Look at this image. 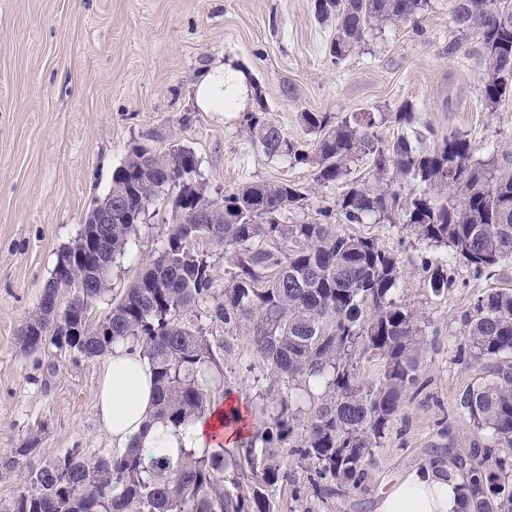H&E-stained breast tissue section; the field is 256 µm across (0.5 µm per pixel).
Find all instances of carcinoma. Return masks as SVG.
<instances>
[{"mask_svg":"<svg viewBox=\"0 0 512 512\" xmlns=\"http://www.w3.org/2000/svg\"><path fill=\"white\" fill-rule=\"evenodd\" d=\"M449 5L459 38L473 40L469 54L484 69L483 101L494 109L512 94V0ZM429 9L431 0H314L315 20L336 23L326 55L337 67L388 23L421 28ZM300 119L317 136L313 153L259 112L243 113V126L268 156L315 168L322 185L343 182L351 164L365 157L376 184L354 181L336 198L335 210L320 208L311 221L288 224L285 214L304 200L295 185L247 182L219 199L202 196L190 177L200 166L192 150L173 158L164 148L148 152L135 143L112 170V212L119 220L107 225L108 237L96 248L88 242L94 225L85 224L80 245L60 250L19 336L27 353L51 344L85 361L120 342L139 344L154 375L156 418L174 427L205 415L224 385V336L212 326L247 336L268 378L288 384L269 426L246 442L245 460L257 477L250 491L232 492L224 484L231 454L222 446L223 430L238 422L232 409L215 432L219 447L202 455L183 450L172 458L135 445L96 457L69 448L30 471L5 512H276L267 488L288 477L281 466L288 443L314 496L362 487L374 449L417 384L424 336L416 313L399 299L397 257L375 238L340 233L327 219L334 212L345 224H363L372 214L397 215L417 239L447 248L425 267L427 288L440 296L452 284L449 270L457 259L479 278L512 264V154L503 153L505 164L491 169L459 135L421 147L406 134L417 119L408 101L388 116L303 112ZM386 120L401 129L387 141L378 135ZM395 181L417 189L404 198L391 188ZM167 188L181 222L109 311L95 314L112 292V264ZM206 245L223 247L229 278L222 284ZM58 278L88 285L84 310L60 311ZM203 316L209 324L201 323ZM61 321L80 331L58 334ZM466 338L488 376L462 392L460 405L500 453L491 466L488 448H474L457 462L462 512H512V289L476 295ZM363 357L379 364L370 382L357 373ZM298 390L310 403L304 423ZM38 445L33 435L1 452L0 471L18 468Z\"/></svg>","mask_w":512,"mask_h":512,"instance_id":"carcinoma-1","label":"carcinoma"}]
</instances>
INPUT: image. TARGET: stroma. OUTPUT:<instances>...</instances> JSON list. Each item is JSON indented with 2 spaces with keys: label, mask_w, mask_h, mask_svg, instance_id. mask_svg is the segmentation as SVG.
<instances>
[{
  "label": "stroma",
  "mask_w": 512,
  "mask_h": 512,
  "mask_svg": "<svg viewBox=\"0 0 512 512\" xmlns=\"http://www.w3.org/2000/svg\"><path fill=\"white\" fill-rule=\"evenodd\" d=\"M334 23H318L313 0H0V449L40 438L31 465L66 449L112 451L94 403L103 362L74 361L48 349L23 352L18 336L38 305L59 250L79 234L112 171L132 144L190 147L212 196L246 181L295 184L306 196L288 215L310 221L340 189L318 184L311 167L271 158L248 138L238 112H205L194 85L215 63L232 59L262 90L249 101L289 139L313 146L302 112H391L418 108L414 136L433 146L467 137L480 157L512 148V97L494 110L480 103L481 68L449 54L448 0H434L421 29L389 24L340 66L325 48ZM177 218L158 200L132 235L109 279L121 293L156 256ZM338 231L377 238L402 270L400 298L419 315L425 346L417 376L421 394L407 402L357 490L317 498L307 472L285 456L287 482L271 493L280 512H372L384 485L431 456L467 457L489 445L459 406L483 375L465 338L464 315L475 294L512 289V267L474 279L463 261L448 293L433 295L422 267L443 248L417 240L399 223L371 218ZM224 384L248 409V434L274 414L266 369L246 336H224ZM302 488L293 500V488Z\"/></svg>",
  "instance_id": "35a3bbf8"
}]
</instances>
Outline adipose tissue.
<instances>
[{"instance_id": "adipose-tissue-1", "label": "adipose tissue", "mask_w": 512, "mask_h": 512, "mask_svg": "<svg viewBox=\"0 0 512 512\" xmlns=\"http://www.w3.org/2000/svg\"><path fill=\"white\" fill-rule=\"evenodd\" d=\"M248 93L246 73L230 60L205 71L195 85L196 103L205 112L244 111ZM153 386V375L136 346L120 344L106 355L95 403L113 451L134 443L164 448L172 455L184 448L198 453L210 448V435L224 415L223 399L213 400L210 417L176 428L155 419ZM457 489L447 464L427 463L398 475L378 495L374 512H461Z\"/></svg>"}]
</instances>
